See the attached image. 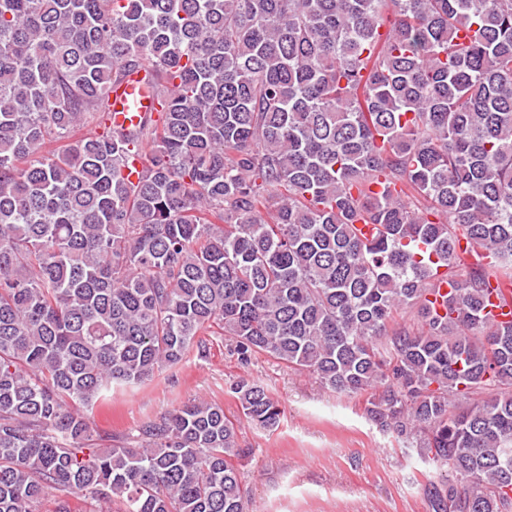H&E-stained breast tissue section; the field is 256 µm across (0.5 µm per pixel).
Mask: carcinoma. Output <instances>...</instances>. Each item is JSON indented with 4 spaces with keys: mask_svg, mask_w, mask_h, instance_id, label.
Masks as SVG:
<instances>
[{
    "mask_svg": "<svg viewBox=\"0 0 512 512\" xmlns=\"http://www.w3.org/2000/svg\"><path fill=\"white\" fill-rule=\"evenodd\" d=\"M145 61L160 109L125 134L109 92ZM494 282L512 286V0H0V512L54 491L246 512L219 404L132 437L81 412L216 334L370 394L445 471L433 512H512ZM232 393L278 428L267 388Z\"/></svg>",
    "mask_w": 512,
    "mask_h": 512,
    "instance_id": "obj_1",
    "label": "carcinoma"
}]
</instances>
